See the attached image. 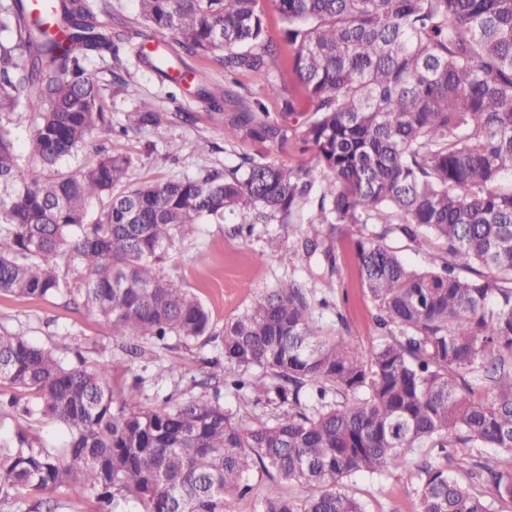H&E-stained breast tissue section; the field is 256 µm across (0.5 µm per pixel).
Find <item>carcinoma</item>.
<instances>
[{"mask_svg": "<svg viewBox=\"0 0 512 512\" xmlns=\"http://www.w3.org/2000/svg\"><path fill=\"white\" fill-rule=\"evenodd\" d=\"M139 24L174 37L171 54L138 56L166 74L183 56L221 58L224 73L262 76L277 65L261 0H137ZM293 47L289 68L312 110L297 125L291 99L280 119L237 101L224 123L231 142L293 132L315 153L313 168L251 156L224 174L126 185L138 158L98 152L87 169L62 162L93 131L112 126L101 88L87 74L112 60L116 42L88 0H51L53 21L26 17L28 0H0V293L70 296L98 312L126 351L141 342L208 341L201 301L161 274L177 231L221 224H278L300 233L307 253L358 224L354 258L383 332L362 352L322 331L306 286L267 290L224 324V387L247 406L255 367L272 379V413L246 421L218 401L171 408L133 396L117 401L103 358L68 364L61 338L46 349L0 333V382L35 395L23 408L61 425V451L18 431L0 441V500L38 512L27 494L61 487L112 512L116 496L142 512H233L249 474L267 479L259 512H365L345 481L402 470L419 512H495L451 474L463 463L512 501V0H273ZM29 119L28 158L11 124ZM135 131L157 133L167 115L141 101ZM103 202L96 219L89 207ZM317 208L302 217L305 206ZM444 247L431 269L408 266L386 239ZM80 273V285L59 273ZM283 482L309 489L285 497Z\"/></svg>", "mask_w": 512, "mask_h": 512, "instance_id": "1", "label": "carcinoma"}]
</instances>
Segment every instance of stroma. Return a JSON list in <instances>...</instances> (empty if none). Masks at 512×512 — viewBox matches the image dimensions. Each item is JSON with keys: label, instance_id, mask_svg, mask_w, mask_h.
Instances as JSON below:
<instances>
[{"label": "stroma", "instance_id": "obj_1", "mask_svg": "<svg viewBox=\"0 0 512 512\" xmlns=\"http://www.w3.org/2000/svg\"><path fill=\"white\" fill-rule=\"evenodd\" d=\"M264 9L271 36L281 42L278 67L267 79L241 72L235 80H226L222 62L213 56L186 58L171 77H164L138 60L137 50L144 42L140 36L119 45V55L129 72L128 88L115 87L109 60L92 58L87 72L102 89L112 129L94 132L87 148L67 161V169L87 167L100 148L138 156L139 163L129 175L134 184L192 178L208 170L221 172L239 165L246 155L277 164H313L312 151L304 149L295 138L283 144L243 134L235 142H225L223 126L213 120L208 104L195 92L196 79L203 74L215 95L232 92L248 104H260L270 116L281 113L286 98L293 99L298 112L308 111V98L288 67L292 49L281 41L282 26L273 0H264ZM271 79L280 86V95L269 92L267 82ZM143 98L165 112L169 124L159 134L121 133L128 113ZM186 112L192 114V121H183ZM172 141L181 144V151L169 150ZM238 221V215L231 214L224 223L197 224L183 231L176 235L161 264L167 278L206 306L214 333H221L226 322L244 313L267 289L294 278L310 289L316 304L315 320L325 332L359 350L370 349L379 333L373 319L375 309L360 284L352 235L337 238L335 257L330 260L321 254L307 256L299 238L283 236L276 224H257L251 232L237 234ZM3 331L49 348L58 337H72L71 349L66 353L71 362L79 356L89 365L104 357L113 359L116 367L108 383L119 398L133 393L136 378L142 376L146 384L141 401L148 405H176L216 395L226 410L248 421L268 410L262 402L263 390L255 392L259 404L246 408L228 390L217 393L207 387V379L222 371L217 364L222 354L214 344L199 340L184 344L173 338L163 343L148 341L143 345V355L132 357L125 353L122 340L112 336L107 323L79 300L25 299L0 293ZM20 430L42 446L57 449L62 444L63 434L55 424L19 412L0 413V439L13 437ZM345 486L362 501L365 512H417L415 487L400 473L378 479L357 476Z\"/></svg>", "mask_w": 512, "mask_h": 512}]
</instances>
